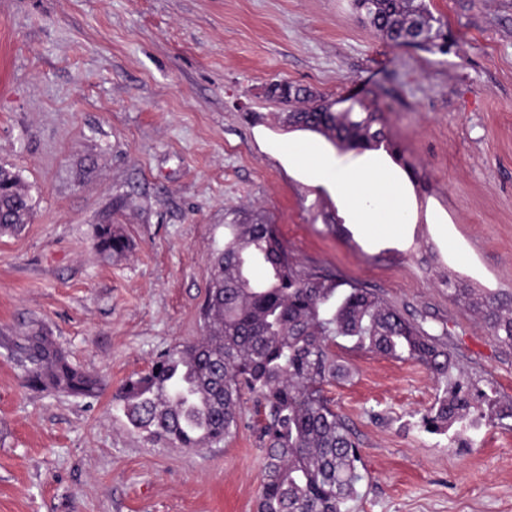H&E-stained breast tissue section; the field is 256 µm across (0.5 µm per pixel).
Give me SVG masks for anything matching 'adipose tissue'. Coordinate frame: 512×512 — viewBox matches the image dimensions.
I'll list each match as a JSON object with an SVG mask.
<instances>
[{
	"mask_svg": "<svg viewBox=\"0 0 512 512\" xmlns=\"http://www.w3.org/2000/svg\"><path fill=\"white\" fill-rule=\"evenodd\" d=\"M322 177L335 184L337 193L355 202L367 231L376 225L392 224L401 227L407 214L404 199L397 193L394 182L376 166L355 170L321 166Z\"/></svg>",
	"mask_w": 512,
	"mask_h": 512,
	"instance_id": "ef3b65f1",
	"label": "adipose tissue"
}]
</instances>
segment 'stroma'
I'll return each mask as SVG.
<instances>
[{
    "instance_id": "1",
    "label": "stroma",
    "mask_w": 512,
    "mask_h": 512,
    "mask_svg": "<svg viewBox=\"0 0 512 512\" xmlns=\"http://www.w3.org/2000/svg\"><path fill=\"white\" fill-rule=\"evenodd\" d=\"M427 4L430 51L382 40L350 0H0V165L33 204L0 235V512H256L252 403L231 438L189 451L132 432L112 402L201 335L211 255L251 212L300 268L379 294L512 403V349L478 312L512 289V0ZM277 80L366 98L405 164L283 130L264 93ZM325 163L392 175L400 231L368 234L316 176ZM100 224L122 227L125 258L99 256ZM38 328L105 378L99 398L27 386L12 343ZM335 353L353 369L325 388L359 442L351 512H512V418L428 433L439 390L423 366Z\"/></svg>"
}]
</instances>
